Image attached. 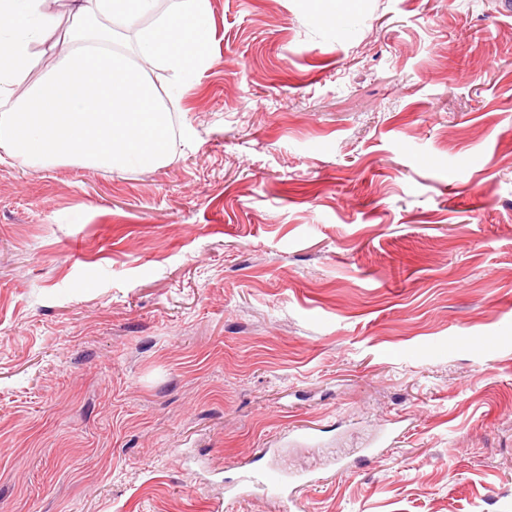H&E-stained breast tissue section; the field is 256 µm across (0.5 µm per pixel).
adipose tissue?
<instances>
[{
  "instance_id": "obj_1",
  "label": "adipose tissue",
  "mask_w": 512,
  "mask_h": 512,
  "mask_svg": "<svg viewBox=\"0 0 512 512\" xmlns=\"http://www.w3.org/2000/svg\"><path fill=\"white\" fill-rule=\"evenodd\" d=\"M159 3L72 0L83 23L58 38L46 0H0V162L161 165L177 98L161 95L153 73L180 78L202 67L212 27L209 0H175L164 10ZM38 45L55 64L16 96Z\"/></svg>"
}]
</instances>
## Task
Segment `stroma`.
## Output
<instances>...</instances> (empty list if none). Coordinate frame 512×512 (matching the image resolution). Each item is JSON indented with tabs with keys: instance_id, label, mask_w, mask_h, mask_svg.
Instances as JSON below:
<instances>
[{
	"instance_id": "stroma-1",
	"label": "stroma",
	"mask_w": 512,
	"mask_h": 512,
	"mask_svg": "<svg viewBox=\"0 0 512 512\" xmlns=\"http://www.w3.org/2000/svg\"><path fill=\"white\" fill-rule=\"evenodd\" d=\"M211 25L163 166L0 164V512H512V17ZM243 486L256 484L261 488L272 492L273 494L283 495L288 488L286 473L276 468H269L257 476H244L241 479Z\"/></svg>"
}]
</instances>
